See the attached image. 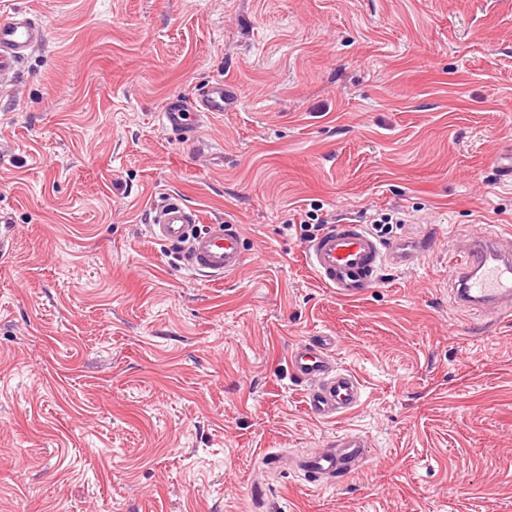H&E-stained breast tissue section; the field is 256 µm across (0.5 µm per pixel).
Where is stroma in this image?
Masks as SVG:
<instances>
[{
	"label": "stroma",
	"instance_id": "obj_1",
	"mask_svg": "<svg viewBox=\"0 0 512 512\" xmlns=\"http://www.w3.org/2000/svg\"><path fill=\"white\" fill-rule=\"evenodd\" d=\"M10 9L46 39L0 89V512H512V321L455 307L449 251L512 237V0ZM218 78L232 106L175 138ZM168 193L237 225L241 273L151 235ZM365 212L437 244L345 301L285 225ZM320 335L364 385L332 420L288 369ZM348 433L352 476L295 471ZM231 104L228 81L223 78L215 79L198 89L190 106L178 99L169 102L163 110V124L173 132L183 131L192 126L194 117L198 120L211 113L224 112Z\"/></svg>",
	"mask_w": 512,
	"mask_h": 512
}]
</instances>
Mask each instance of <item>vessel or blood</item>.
Listing matches in <instances>:
<instances>
[{
    "instance_id": "b4317fda",
    "label": "vessel or blood",
    "mask_w": 512,
    "mask_h": 512,
    "mask_svg": "<svg viewBox=\"0 0 512 512\" xmlns=\"http://www.w3.org/2000/svg\"><path fill=\"white\" fill-rule=\"evenodd\" d=\"M44 41L43 25L34 12L1 13L0 83L14 79L17 68ZM231 104L228 83L220 78L199 88L193 103L169 102L163 110V124L182 131L194 118L224 111ZM149 230L159 240L184 245V264L198 274L229 277L246 264L237 225H201L197 211L178 196L161 198L151 213ZM428 249L421 237L383 244L364 225L342 220L311 241L305 257L321 284L335 289L338 298L355 301L375 285L386 265L408 266ZM451 268L459 285L456 299L460 305L491 310L501 319L512 316V254L500 250L495 238L488 234L474 238ZM335 344L334 337L316 336L295 345L288 355L291 374L307 386L308 412L321 419L355 410L363 399L358 377L335 366L330 354ZM366 456L363 437L345 434L335 447L301 458L298 466L305 474L342 479L354 473Z\"/></svg>"
}]
</instances>
